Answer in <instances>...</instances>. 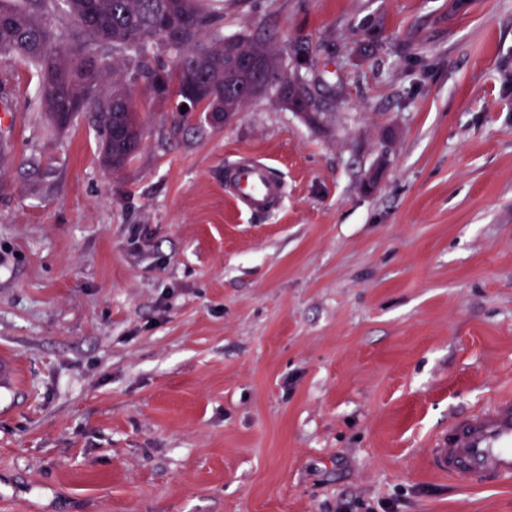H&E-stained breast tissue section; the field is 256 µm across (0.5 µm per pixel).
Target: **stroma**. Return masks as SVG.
Listing matches in <instances>:
<instances>
[{"label": "stroma", "instance_id": "35a3bbf8", "mask_svg": "<svg viewBox=\"0 0 512 512\" xmlns=\"http://www.w3.org/2000/svg\"><path fill=\"white\" fill-rule=\"evenodd\" d=\"M330 113L146 89L120 173L0 57V512H512L433 434L512 390V0H224ZM261 158L283 208L238 210ZM225 92L228 96H236L238 94V88L235 84H229L225 87ZM260 96L259 89L251 85L244 86L239 96L229 97L226 101L224 100V112H212L213 123H228L238 112L242 111L245 102H251ZM224 186L234 203L250 213L280 209L287 197L284 180L263 161L242 157L224 168Z\"/></svg>", "mask_w": 512, "mask_h": 512}]
</instances>
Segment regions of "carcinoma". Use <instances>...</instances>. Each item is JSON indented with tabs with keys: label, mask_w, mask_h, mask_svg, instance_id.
<instances>
[{
	"label": "carcinoma",
	"mask_w": 512,
	"mask_h": 512,
	"mask_svg": "<svg viewBox=\"0 0 512 512\" xmlns=\"http://www.w3.org/2000/svg\"><path fill=\"white\" fill-rule=\"evenodd\" d=\"M70 26L55 28L48 0L0 6V53L30 64L52 126L65 129L88 110L105 127L104 164L122 170L140 148L144 132L132 89L165 78L180 89V71L163 60L169 51L160 31L179 36L184 67L224 80V0H64Z\"/></svg>",
	"instance_id": "carcinoma-1"
}]
</instances>
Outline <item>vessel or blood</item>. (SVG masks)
I'll use <instances>...</instances> for the list:
<instances>
[{"label": "vessel or blood", "instance_id": "vessel-or-blood-1", "mask_svg": "<svg viewBox=\"0 0 512 512\" xmlns=\"http://www.w3.org/2000/svg\"><path fill=\"white\" fill-rule=\"evenodd\" d=\"M224 186L234 203L250 213L276 211L288 194L284 180L250 157L225 168ZM430 458L440 474L477 484L512 478V391L454 417L435 435Z\"/></svg>", "mask_w": 512, "mask_h": 512}]
</instances>
